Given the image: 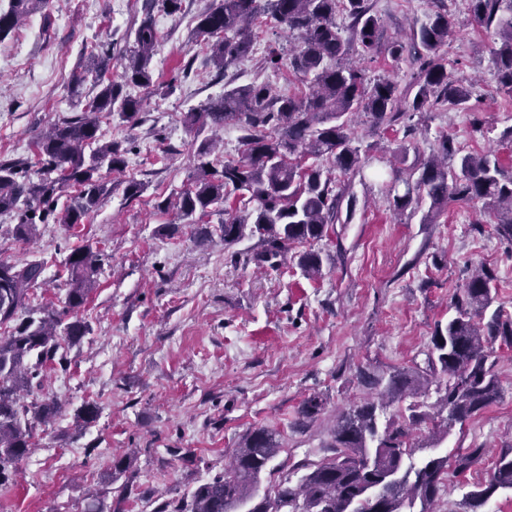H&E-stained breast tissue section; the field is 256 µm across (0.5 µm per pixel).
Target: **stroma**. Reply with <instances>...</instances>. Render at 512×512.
<instances>
[{"instance_id": "1", "label": "stroma", "mask_w": 512, "mask_h": 512, "mask_svg": "<svg viewBox=\"0 0 512 512\" xmlns=\"http://www.w3.org/2000/svg\"><path fill=\"white\" fill-rule=\"evenodd\" d=\"M148 2L49 0L0 41L1 161L32 158L40 133L96 94L85 70L92 47H111L117 78L144 15L159 35L154 87L131 90L144 101L140 124L116 116L101 124L104 140L129 142L131 150L125 169L106 175L98 209L74 228L40 225L27 241L12 236L15 217L0 215V260L45 264L32 307L65 299L63 263L72 248L89 244L106 255L79 311L90 334L67 347V370L44 373L42 393L61 404V413L37 427L16 484L0 494V512H86L93 501L102 512H158L222 473L242 437L260 427L281 443L261 490L298 479V466L330 456L339 412L369 398L358 368L427 369L435 326L455 315L452 300L474 269L492 271L495 304L512 317V242L478 203L398 215L380 181L356 179L348 222L322 240L291 245L274 268L252 261L256 240L228 249L214 234L202 239L220 215L178 222L168 203L190 187L201 142L183 113L221 95L229 77L297 89L286 71L263 64L269 48L286 50L294 40L262 21L252 58L221 76L192 34L211 0H183L174 15L148 10ZM446 2L454 21L448 69L472 86L473 111L435 110L377 129L359 115L354 132L362 145L390 146L410 163L428 158L443 134L461 153L510 159L512 142L501 134L512 127V94L499 86L493 40L471 25L468 0ZM372 4L390 40L423 18L431 0ZM79 71L85 79L75 88ZM131 181L142 188L134 198L125 192ZM309 250L322 259L315 279L297 264ZM492 358L502 398L456 425L439 448L444 455L480 447L483 457L448 477L438 512H463L464 493L487 483L499 454L512 448V344L496 339ZM312 396L323 409L299 425L298 410ZM86 401L99 408L88 425L75 418ZM125 455L129 468L113 470V460Z\"/></svg>"}]
</instances>
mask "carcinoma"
Segmentation results:
<instances>
[{
    "instance_id": "1",
    "label": "carcinoma",
    "mask_w": 512,
    "mask_h": 512,
    "mask_svg": "<svg viewBox=\"0 0 512 512\" xmlns=\"http://www.w3.org/2000/svg\"><path fill=\"white\" fill-rule=\"evenodd\" d=\"M47 0H12L0 12V40L19 21ZM471 21L495 36L492 60L501 88L512 93V0H469ZM342 16L345 23L336 22ZM284 26L296 41L283 57L271 49L264 64L287 68L306 90L282 94L264 83L230 86L224 94L183 114L189 129L221 130L235 126L241 132L243 152L217 170L203 158L210 142L198 150L202 159L192 185L177 196L178 218L193 224L196 216L224 215L219 231L224 248L246 238H258L252 260L271 264L296 242L319 241L329 226L340 222L345 190L339 177L365 176L373 157L361 153L351 116L361 113L381 127L408 112L433 109H470L471 87L448 71L444 47L452 31L446 0H431L423 20L414 22L410 45L421 66L414 79L412 100L399 92L393 80L367 78L352 62L354 54L371 55L380 39V19L371 0H212L197 16L195 38L206 46L209 60L222 72L252 56L253 26L262 17ZM158 33L147 14L135 29V47L125 57L120 80L109 75L112 51L98 47L90 52L99 91L80 112L64 117L34 144L38 169L30 172L27 160L0 163V214L17 219L13 235L28 240L53 216L74 226L99 207L106 191L102 170L120 172L128 148L103 142L100 118L118 115L135 126L142 101L125 93L134 86L155 85L152 58ZM391 40L386 50L395 60L406 47ZM315 157L327 167L304 166ZM383 181L386 197L399 213L417 209L424 189L430 209L437 212L450 201L482 203L493 216L498 233L512 240V170L494 154L459 155L453 139L444 135L437 153L403 169L389 166ZM403 183L404 190L398 189ZM76 187L69 203L58 209L60 192ZM103 254L89 244L71 250L64 261L68 292L60 307L29 306V292L42 282L44 264L0 260V487L16 483L19 462L33 447L36 426L56 418L61 406L53 398L24 401V393L40 386L43 367L57 360L60 348L79 343L89 325L78 317L94 288L95 273ZM298 266L308 277L321 274L316 252L299 256ZM491 273L473 274L462 295L455 298L456 316L437 325L429 361L432 377L408 368L390 372L362 369L358 382L377 390L382 402L368 401L342 412L329 444L333 455L318 464L303 466L297 482L286 478L258 497L262 474L280 451L276 434L256 428L245 434L230 469L199 484L174 508V512H432V504L445 486L448 472L468 471L482 456V448H459L451 456L428 457L417 464L409 443L410 427L426 413L414 401L406 407L408 419L395 415L379 428V413L395 402L420 396L436 384L438 402L447 415L441 418L443 442L456 424L479 414L501 396L499 381L488 363L490 344L498 336L512 338V320L501 311L485 314L494 302ZM322 399L308 398L299 411L302 422L321 411ZM500 489L512 490V448L496 460L488 484H478L463 496L467 512H480Z\"/></svg>"
}]
</instances>
